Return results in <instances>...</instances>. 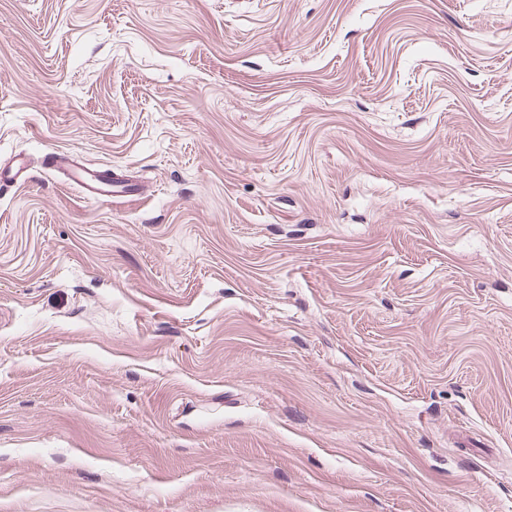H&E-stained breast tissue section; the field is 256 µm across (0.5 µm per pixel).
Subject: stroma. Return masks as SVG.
Masks as SVG:
<instances>
[{
    "instance_id": "1",
    "label": "stroma",
    "mask_w": 512,
    "mask_h": 512,
    "mask_svg": "<svg viewBox=\"0 0 512 512\" xmlns=\"http://www.w3.org/2000/svg\"><path fill=\"white\" fill-rule=\"evenodd\" d=\"M19 154L0 512H512V0H0ZM49 166L64 175L66 180L81 189L84 196L91 200L111 201L119 195H132L131 184L114 181L106 171L85 166L79 163L72 154L54 151L48 154Z\"/></svg>"
}]
</instances>
